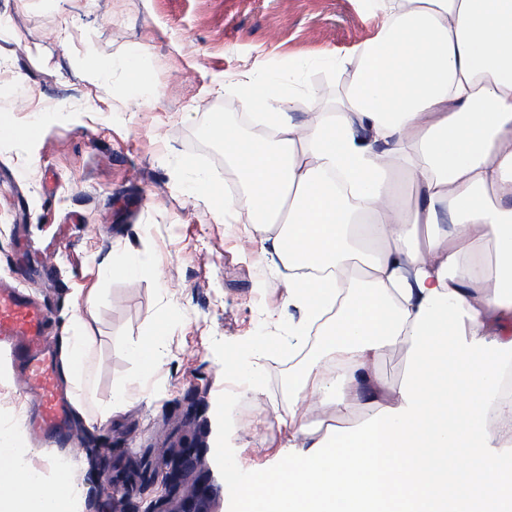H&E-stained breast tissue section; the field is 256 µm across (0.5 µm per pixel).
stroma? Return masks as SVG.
<instances>
[{
    "mask_svg": "<svg viewBox=\"0 0 512 512\" xmlns=\"http://www.w3.org/2000/svg\"><path fill=\"white\" fill-rule=\"evenodd\" d=\"M375 31L359 0H0V121H43L35 139L0 140V283L45 307L53 347L78 292L101 289L86 316L94 393L102 401L121 386L132 393L105 425L73 414L65 442L33 444L30 466L48 476L59 464L71 470L82 488L76 512H145L161 482L108 499L100 481L132 464L158 469L188 431L179 419L189 410L190 431L207 445L212 512H225L238 482L278 465L288 379L312 355L288 351V276L266 271L244 225L224 223L188 193L181 164L232 188L212 124L246 122L233 81L311 61L291 109L294 121L310 123L348 81L319 58L349 56ZM136 53L153 100L140 99L118 67L102 85L87 80L89 63ZM115 251L150 273L134 283L100 279V262ZM157 328L164 356L146 385L133 348ZM260 339L273 345L258 360L264 388L235 424L224 415V359L247 357ZM16 373L0 349V419L33 411ZM220 447L240 460L238 478L225 475Z\"/></svg>",
    "mask_w": 512,
    "mask_h": 512,
    "instance_id": "35a3bbf8",
    "label": "stroma"
}]
</instances>
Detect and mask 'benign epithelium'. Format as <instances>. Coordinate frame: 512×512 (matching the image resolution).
<instances>
[{
  "label": "benign epithelium",
  "mask_w": 512,
  "mask_h": 512,
  "mask_svg": "<svg viewBox=\"0 0 512 512\" xmlns=\"http://www.w3.org/2000/svg\"><path fill=\"white\" fill-rule=\"evenodd\" d=\"M166 495L146 512H207L210 499L207 470L196 441L180 439L165 461Z\"/></svg>",
  "instance_id": "benign-epithelium-1"
}]
</instances>
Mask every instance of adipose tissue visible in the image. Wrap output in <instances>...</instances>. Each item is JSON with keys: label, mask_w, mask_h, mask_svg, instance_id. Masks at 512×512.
Instances as JSON below:
<instances>
[{"label": "adipose tissue", "mask_w": 512, "mask_h": 512, "mask_svg": "<svg viewBox=\"0 0 512 512\" xmlns=\"http://www.w3.org/2000/svg\"><path fill=\"white\" fill-rule=\"evenodd\" d=\"M377 20L356 60L326 54L350 80L332 112L294 123L296 60L287 73L238 82L255 125L216 120L238 190L184 165L188 190L228 224H247L263 254L294 269L288 304L319 342L288 381L278 422L283 466L240 486L232 512H512V0H406ZM340 170L344 195L326 177ZM414 190L399 207L395 170ZM412 356L396 398L375 372L385 349ZM93 340L74 313L60 373L79 417L106 423L126 389L94 401ZM378 414L363 427L311 418L337 384ZM20 421L0 423V512H72L67 467H29Z\"/></svg>", "instance_id": "adipose-tissue-1"}]
</instances>
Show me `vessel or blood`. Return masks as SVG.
I'll use <instances>...</instances> for the list:
<instances>
[{"label": "vessel or blood", "instance_id": "b4317fda", "mask_svg": "<svg viewBox=\"0 0 512 512\" xmlns=\"http://www.w3.org/2000/svg\"><path fill=\"white\" fill-rule=\"evenodd\" d=\"M46 310L15 288H0V343L19 366V387L35 406L26 428L36 438L62 435L70 402L58 389L56 363L44 351Z\"/></svg>", "mask_w": 512, "mask_h": 512}]
</instances>
